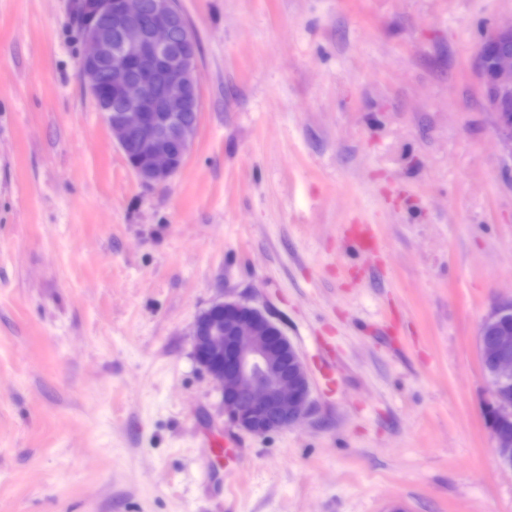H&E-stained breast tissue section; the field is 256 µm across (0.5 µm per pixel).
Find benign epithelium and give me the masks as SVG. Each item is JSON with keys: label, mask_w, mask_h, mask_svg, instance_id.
<instances>
[{"label": "benign epithelium", "mask_w": 512, "mask_h": 512, "mask_svg": "<svg viewBox=\"0 0 512 512\" xmlns=\"http://www.w3.org/2000/svg\"><path fill=\"white\" fill-rule=\"evenodd\" d=\"M87 46L79 77L97 100L112 138L145 184H164L179 170L195 139L201 91L197 44L175 0H77ZM478 65L487 108L504 154L512 159V22L482 42ZM512 297L496 304L477 336L481 363L492 359L491 394L499 423L512 419ZM196 362L216 381L224 416L254 435L284 430L311 410L307 367L282 329L237 300L212 304L194 321ZM496 461L512 471V436L490 426Z\"/></svg>", "instance_id": "obj_1"}]
</instances>
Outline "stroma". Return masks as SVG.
<instances>
[{
	"instance_id": "obj_1",
	"label": "stroma",
	"mask_w": 512,
	"mask_h": 512,
	"mask_svg": "<svg viewBox=\"0 0 512 512\" xmlns=\"http://www.w3.org/2000/svg\"><path fill=\"white\" fill-rule=\"evenodd\" d=\"M176 5L200 124L147 185L79 78L73 0H0V512H512L477 348L512 296V160L477 64L512 0ZM359 218L381 252L355 281ZM224 299L299 347V425L225 419L191 338Z\"/></svg>"
}]
</instances>
